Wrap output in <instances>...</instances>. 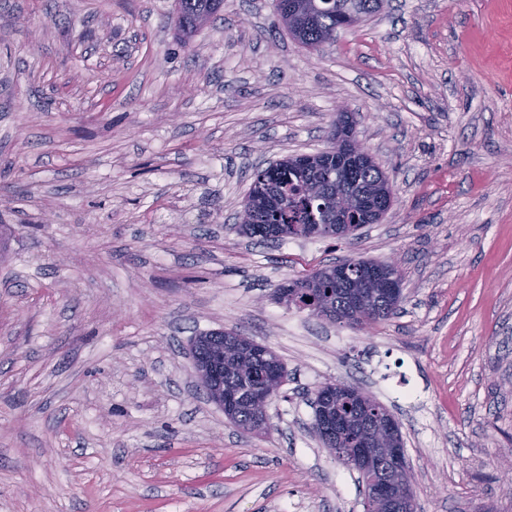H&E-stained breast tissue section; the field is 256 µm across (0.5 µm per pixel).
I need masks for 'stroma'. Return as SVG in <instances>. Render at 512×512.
Instances as JSON below:
<instances>
[{"instance_id": "35a3bbf8", "label": "stroma", "mask_w": 512, "mask_h": 512, "mask_svg": "<svg viewBox=\"0 0 512 512\" xmlns=\"http://www.w3.org/2000/svg\"><path fill=\"white\" fill-rule=\"evenodd\" d=\"M175 0H0V512H366L311 395L398 419L416 512H512V0H386L314 51L273 0L190 41ZM394 191L347 239L237 233L256 170L329 145L339 106ZM396 259L351 328L289 279ZM285 369L265 434L211 403L195 336Z\"/></svg>"}]
</instances>
